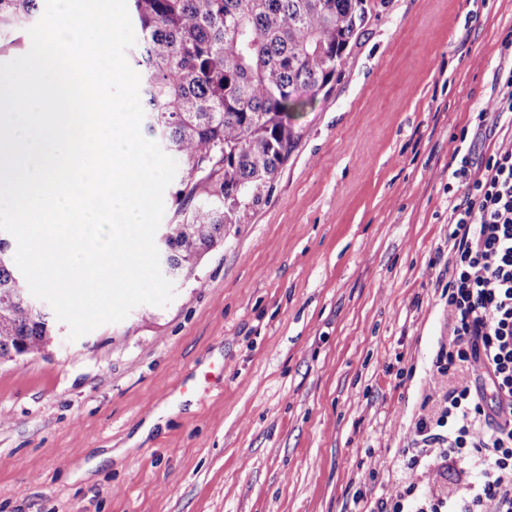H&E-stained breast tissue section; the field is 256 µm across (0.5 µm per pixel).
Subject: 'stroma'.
<instances>
[{"instance_id":"obj_1","label":"stroma","mask_w":512,"mask_h":512,"mask_svg":"<svg viewBox=\"0 0 512 512\" xmlns=\"http://www.w3.org/2000/svg\"><path fill=\"white\" fill-rule=\"evenodd\" d=\"M512 0H381L266 201L165 307L0 361V512H350L448 337V182Z\"/></svg>"}]
</instances>
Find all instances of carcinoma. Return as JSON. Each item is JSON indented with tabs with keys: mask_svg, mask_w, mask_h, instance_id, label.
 Listing matches in <instances>:
<instances>
[{
	"mask_svg": "<svg viewBox=\"0 0 512 512\" xmlns=\"http://www.w3.org/2000/svg\"><path fill=\"white\" fill-rule=\"evenodd\" d=\"M143 67L144 130L180 164L161 234L176 278L246 224L300 133L306 99L332 87L370 0H129ZM39 0H0V54L19 50ZM56 331L31 305L0 235V359L40 352Z\"/></svg>",
	"mask_w": 512,
	"mask_h": 512,
	"instance_id": "cac0c4a2",
	"label": "carcinoma"
}]
</instances>
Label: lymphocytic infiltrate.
Wrapping results in <instances>:
<instances>
[{
  "instance_id": "1",
  "label": "lymphocytic infiltrate",
  "mask_w": 512,
  "mask_h": 512,
  "mask_svg": "<svg viewBox=\"0 0 512 512\" xmlns=\"http://www.w3.org/2000/svg\"><path fill=\"white\" fill-rule=\"evenodd\" d=\"M464 189L448 235L449 334L414 426L416 452L392 490L353 498L352 512H512V142L479 165L463 154L452 173ZM431 475L437 493L416 495Z\"/></svg>"
}]
</instances>
